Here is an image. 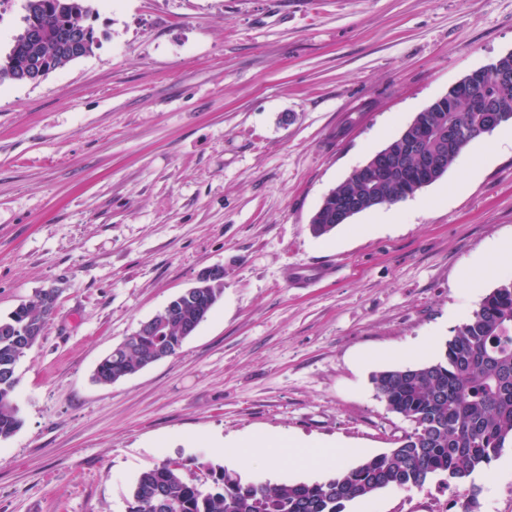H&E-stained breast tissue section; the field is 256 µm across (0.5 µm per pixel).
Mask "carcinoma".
Instances as JSON below:
<instances>
[{"mask_svg": "<svg viewBox=\"0 0 512 512\" xmlns=\"http://www.w3.org/2000/svg\"><path fill=\"white\" fill-rule=\"evenodd\" d=\"M89 2L40 0L38 25L45 39L28 43L17 54L44 64L50 58L55 68L70 62L61 52L64 19L85 26L92 12ZM495 63L497 77L478 69L462 79L473 97L435 100L391 139L381 149L391 157L389 167L356 169L337 184L312 216L313 235H327L338 226L336 211L348 199H368L366 210L394 205L443 177L460 150L442 145V132L466 126L473 140L490 133L485 113L475 111L473 103L492 106L497 125L512 123V53ZM419 138L423 146L410 149ZM223 288V282L214 281L197 290L200 303L183 298L174 302L175 309L158 311L153 316L158 331L112 349L97 365L96 381L112 384L160 355H175L186 340L182 327L196 321L200 306H214ZM54 308V290L48 289L37 302L21 304L0 318L1 439L21 427L14 403L17 366L43 337ZM372 383L392 412L414 423L389 452L322 481L273 487L245 484L221 466L206 467L210 483L198 484L183 477L179 463L166 461L139 473L127 512H343L347 502L383 490L421 488L433 476L467 481L512 442V279L482 299L437 358L380 371Z\"/></svg>", "mask_w": 512, "mask_h": 512, "instance_id": "obj_1", "label": "carcinoma"}]
</instances>
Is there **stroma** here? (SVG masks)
Returning a JSON list of instances; mask_svg holds the SVG:
<instances>
[{
    "label": "stroma",
    "instance_id": "35a3bbf8",
    "mask_svg": "<svg viewBox=\"0 0 512 512\" xmlns=\"http://www.w3.org/2000/svg\"><path fill=\"white\" fill-rule=\"evenodd\" d=\"M99 44L0 83V317L54 289L0 440V512H126L146 467L203 474L210 438L285 431L348 466L413 424L371 382L436 358L512 278V147L471 142L389 224L317 237L324 197L470 72L512 53V0H92ZM292 265H329L304 288ZM224 290L178 354L104 386L97 364L207 269ZM471 274L474 285L462 283ZM501 457L344 512H512ZM283 462L243 481L312 482Z\"/></svg>",
    "mask_w": 512,
    "mask_h": 512
}]
</instances>
